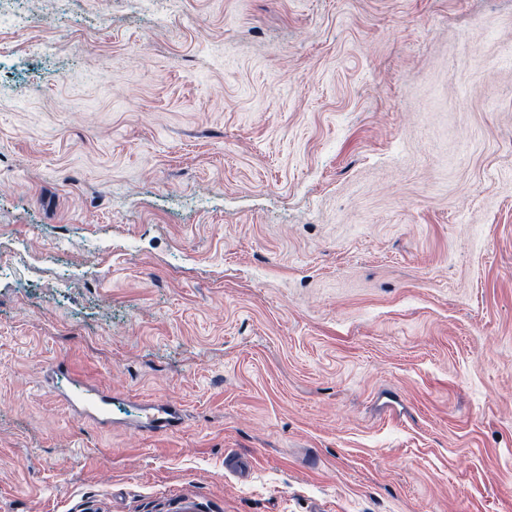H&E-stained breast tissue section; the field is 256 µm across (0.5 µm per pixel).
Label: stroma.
I'll list each match as a JSON object with an SVG mask.
<instances>
[{"label":"stroma","instance_id":"35a3bbf8","mask_svg":"<svg viewBox=\"0 0 512 512\" xmlns=\"http://www.w3.org/2000/svg\"><path fill=\"white\" fill-rule=\"evenodd\" d=\"M0 13V512H512V0ZM62 399L76 411L94 421H107L112 407V392L99 390L86 380L75 376L72 387ZM179 420L176 409L162 405L156 412L147 413L143 428L151 433H164L176 428Z\"/></svg>","mask_w":512,"mask_h":512}]
</instances>
